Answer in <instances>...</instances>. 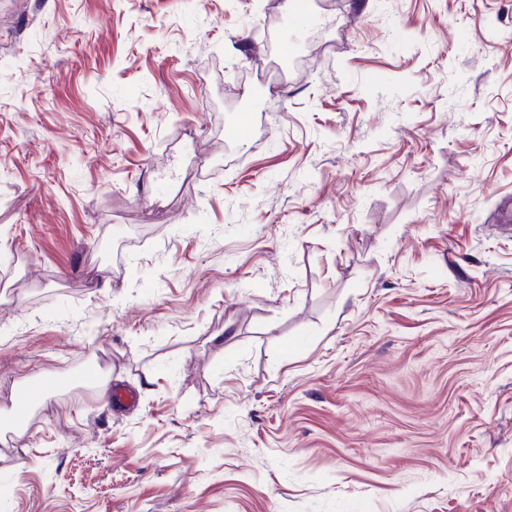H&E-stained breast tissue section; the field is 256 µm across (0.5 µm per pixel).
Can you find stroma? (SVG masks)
Listing matches in <instances>:
<instances>
[{
	"instance_id": "1",
	"label": "stroma",
	"mask_w": 512,
	"mask_h": 512,
	"mask_svg": "<svg viewBox=\"0 0 512 512\" xmlns=\"http://www.w3.org/2000/svg\"><path fill=\"white\" fill-rule=\"evenodd\" d=\"M509 218L512 0H0V512H512Z\"/></svg>"
}]
</instances>
